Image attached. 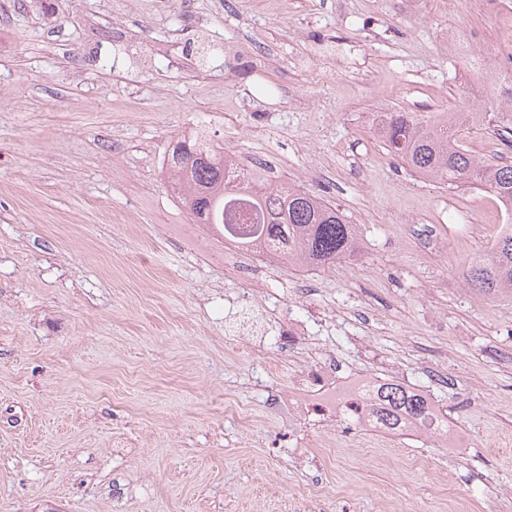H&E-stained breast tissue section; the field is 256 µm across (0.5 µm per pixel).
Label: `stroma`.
<instances>
[{"label": "stroma", "mask_w": 512, "mask_h": 512, "mask_svg": "<svg viewBox=\"0 0 512 512\" xmlns=\"http://www.w3.org/2000/svg\"><path fill=\"white\" fill-rule=\"evenodd\" d=\"M457 2L0 0V512H512V300L461 277L498 204L414 176L370 121L477 83L450 33L512 49V13ZM198 131L336 205L357 257L193 223L162 165ZM322 351L336 382L427 392L459 448L288 423Z\"/></svg>", "instance_id": "obj_1"}]
</instances>
